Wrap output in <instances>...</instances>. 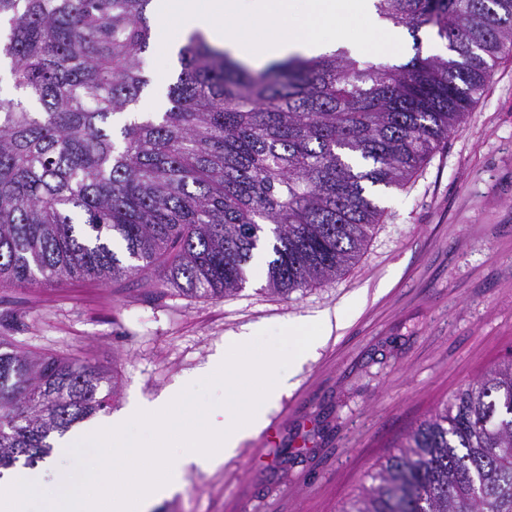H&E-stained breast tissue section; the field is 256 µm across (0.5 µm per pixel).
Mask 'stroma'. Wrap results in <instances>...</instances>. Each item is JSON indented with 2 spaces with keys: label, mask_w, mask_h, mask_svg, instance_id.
<instances>
[{
  "label": "stroma",
  "mask_w": 512,
  "mask_h": 512,
  "mask_svg": "<svg viewBox=\"0 0 512 512\" xmlns=\"http://www.w3.org/2000/svg\"><path fill=\"white\" fill-rule=\"evenodd\" d=\"M448 61L431 25L387 57ZM134 110L163 111L179 73L156 48ZM375 233L327 284L284 296L251 264L238 293L194 298L150 274L101 284L0 288V340L31 355L77 357L110 379L109 408L149 407L202 379L224 339L343 309L294 377L269 425L213 471H189L152 512H340L380 461L448 395L512 359V53L494 64L462 123L403 187Z\"/></svg>",
  "instance_id": "obj_1"
}]
</instances>
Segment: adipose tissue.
<instances>
[{
  "label": "adipose tissue",
  "instance_id": "ef3b65f1",
  "mask_svg": "<svg viewBox=\"0 0 512 512\" xmlns=\"http://www.w3.org/2000/svg\"><path fill=\"white\" fill-rule=\"evenodd\" d=\"M376 0H155L150 23L156 46L170 55L193 33L234 59L261 66L299 55L316 58L339 49L359 55L357 40L336 32V25L363 19L374 42L370 52L380 58L395 54L405 32L381 19Z\"/></svg>",
  "mask_w": 512,
  "mask_h": 512
}]
</instances>
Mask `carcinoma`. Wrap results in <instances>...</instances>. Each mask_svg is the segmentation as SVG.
<instances>
[{"mask_svg":"<svg viewBox=\"0 0 512 512\" xmlns=\"http://www.w3.org/2000/svg\"><path fill=\"white\" fill-rule=\"evenodd\" d=\"M150 2L0 0L20 92L0 106V287L150 271L154 288L231 296L269 234L270 291L330 282L380 222L367 186L405 185L512 52V0H377L396 25L437 27L449 63L341 52L252 72L195 34L170 107L117 143L112 116L148 85ZM108 386L86 360L0 343V470L47 457L51 434L109 408ZM371 480L340 512H512V360L448 396Z\"/></svg>","mask_w":512,"mask_h":512,"instance_id":"carcinoma-1","label":"carcinoma"}]
</instances>
